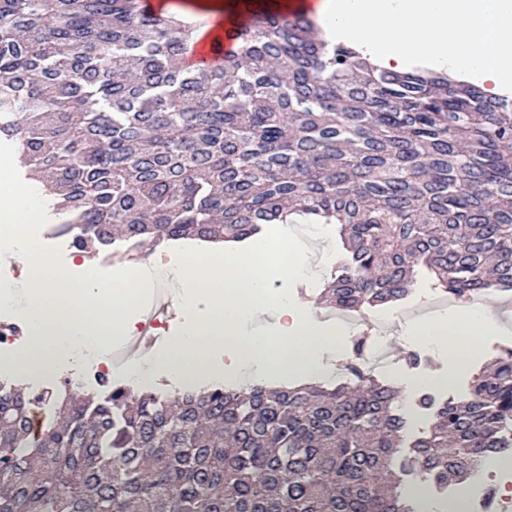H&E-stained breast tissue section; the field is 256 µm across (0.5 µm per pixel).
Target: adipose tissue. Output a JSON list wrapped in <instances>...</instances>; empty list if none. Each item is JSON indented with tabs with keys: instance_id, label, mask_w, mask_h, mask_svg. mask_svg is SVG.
<instances>
[{
	"instance_id": "obj_1",
	"label": "adipose tissue",
	"mask_w": 512,
	"mask_h": 512,
	"mask_svg": "<svg viewBox=\"0 0 512 512\" xmlns=\"http://www.w3.org/2000/svg\"><path fill=\"white\" fill-rule=\"evenodd\" d=\"M43 210L41 198L0 184V257L27 269L24 281L0 285V307L20 314L29 331L11 359L16 369L49 371L60 360H77L130 335L135 304L163 275L181 298L184 322L167 348L147 361V368L187 381L228 377L244 385L292 371L304 377L334 374L328 356L336 351L339 328L319 322L288 295L269 291L270 275L288 280L310 272L304 248L293 247L288 264L271 260L263 267L253 255L232 251L192 254L170 264L167 273L139 265L109 284L101 282L87 259L81 266L82 282L76 285L65 273L50 271L36 242L22 231L23 225L39 223ZM272 307L279 312L277 325L260 328L263 314ZM496 327L483 308L413 324L410 342L436 346L450 357L447 373L423 374L415 387L445 385L463 374L466 359L478 351L473 337ZM462 336L470 337V344H459Z\"/></svg>"
}]
</instances>
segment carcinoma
<instances>
[{
    "label": "carcinoma",
    "mask_w": 512,
    "mask_h": 512,
    "mask_svg": "<svg viewBox=\"0 0 512 512\" xmlns=\"http://www.w3.org/2000/svg\"><path fill=\"white\" fill-rule=\"evenodd\" d=\"M197 21L140 0H0V142L77 248L141 254L242 242L295 215L337 224L325 289L354 311L427 269L448 295L512 290V97L391 71L306 17L263 10L189 66ZM111 387L45 395L0 380V512H418L386 482L407 421L391 386ZM435 410L411 465L463 483L512 452V354Z\"/></svg>",
    "instance_id": "1"
}]
</instances>
